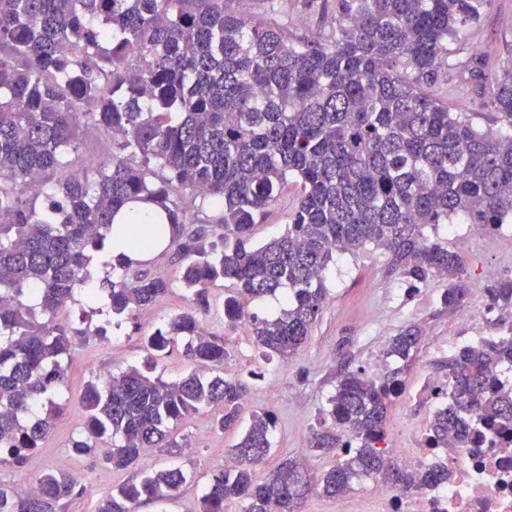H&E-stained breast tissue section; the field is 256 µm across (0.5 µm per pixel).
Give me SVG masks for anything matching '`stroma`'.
<instances>
[{"label": "stroma", "mask_w": 512, "mask_h": 512, "mask_svg": "<svg viewBox=\"0 0 512 512\" xmlns=\"http://www.w3.org/2000/svg\"><path fill=\"white\" fill-rule=\"evenodd\" d=\"M331 15L329 0H319L312 8L305 0H290L288 4L290 31L297 37H309L328 29ZM450 47L448 83L435 87V94L447 97L450 108L469 111L478 128L496 131L493 115L484 103L496 78L504 69L512 67V0H493ZM474 56L480 61L475 76L462 67L463 61ZM436 233L447 241L450 249L460 253L471 282H482L490 266L498 270L499 282L512 281V234L504 232L492 237L481 227L460 220L439 225ZM152 269L173 278V288L154 308L136 312L134 318H123L117 325L106 327V335L96 333L103 319L95 315L97 303L90 297H81L79 302L60 312L59 324L80 332L75 339L62 397L65 409L40 448L30 454L24 468L0 465V483L12 485L33 479L48 467L63 465L78 477L83 488L65 512H95L103 495L140 479L138 468L117 470L106 465L102 450L75 457L70 455L69 448L84 423L81 397L86 383L99 375L143 365L147 351L142 336L186 305L187 293L176 281L179 261L175 253L170 251L159 257ZM326 286L328 294L323 312L307 341L285 364L269 366L264 378L249 379V399L245 405L246 411L269 410L276 417L270 464H277L287 456H298L315 473L334 462L332 455L310 450L309 438L317 426L318 409L333 392L342 369L362 368L378 376L401 369L403 385L389 406L386 429L397 432L405 418L418 427H427L433 410L427 404L415 403L413 395L422 378L447 377L449 356L441 351L440 345L456 334L458 316L457 311L441 303L447 280L435 278L410 288L403 278L389 273L383 250L371 245L352 254L337 255L335 265L327 274ZM212 298L213 308L205 324L210 332L225 338L228 355L224 360V374L249 378V371L257 366L253 339L246 328L225 327L223 288H214ZM409 324L420 325L424 331L419 352L405 361L385 357L390 337ZM212 415V410L206 408L173 425L172 433L181 445L178 455L171 456L155 448L144 451L145 464L163 468L178 463L187 470L189 479L177 499L162 505H142L139 512H199L205 486L214 473L223 469L239 436L235 430L213 429Z\"/></svg>", "instance_id": "1"}]
</instances>
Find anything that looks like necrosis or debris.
Wrapping results in <instances>:
<instances>
[{"label": "necrosis or debris", "mask_w": 512, "mask_h": 512, "mask_svg": "<svg viewBox=\"0 0 512 512\" xmlns=\"http://www.w3.org/2000/svg\"><path fill=\"white\" fill-rule=\"evenodd\" d=\"M504 313L503 306L486 300L483 288H473L470 303L460 313L471 335L449 337V348L481 342L487 332L504 331ZM381 446L411 470L445 463L449 477L445 483L410 495L384 486L377 512H512V430L486 433L464 448L430 447L423 431L404 440L385 435Z\"/></svg>", "instance_id": "obj_1"}]
</instances>
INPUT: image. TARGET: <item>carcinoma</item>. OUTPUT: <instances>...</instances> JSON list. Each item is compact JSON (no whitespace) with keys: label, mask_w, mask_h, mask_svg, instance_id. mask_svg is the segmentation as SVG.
<instances>
[{"label":"carcinoma","mask_w":512,"mask_h":512,"mask_svg":"<svg viewBox=\"0 0 512 512\" xmlns=\"http://www.w3.org/2000/svg\"><path fill=\"white\" fill-rule=\"evenodd\" d=\"M234 2L0 0V465L23 468L63 410L75 336L57 324L59 312L100 296L96 313L110 324L161 301L172 282L141 255L168 229L188 305L143 342L159 357L181 353L189 371L168 380L149 364L87 382L71 451L107 443L104 460L116 469L140 464L144 448L181 447L167 440L171 425L203 408H217L219 431L243 414L248 382L219 373L224 337L203 327L218 284L227 327H245L264 362L285 363L323 311L336 253L381 248L413 287L444 277L442 304L456 309L470 292L467 269L429 230L457 219L489 233L512 223V135L481 131L428 92L446 73L448 41L492 0H336L331 33L296 40ZM486 106L512 129V68ZM89 136L106 146L92 178L71 172L69 160ZM56 175L58 191L29 190ZM290 181L285 232L250 245ZM198 200L218 215L191 228ZM133 204L145 215L125 214ZM114 235L130 254L96 284L93 254ZM278 292V313L248 310ZM489 293L512 306V282ZM422 341L421 327L408 325L385 355L407 359ZM501 358L512 360L511 336L449 360L454 402L429 424L435 444L467 446L469 414L512 425V394L486 377ZM400 384L397 371L339 374L310 447L341 459L318 477L290 458L266 467L275 415L251 413L234 465L212 476L200 512L231 503L300 512L308 494L336 497L380 472L405 493L448 481L446 466L412 473L378 447ZM187 481L178 465L147 469L95 512L172 500ZM36 485L0 484V512H62L83 491L62 465Z\"/></svg>","instance_id":"obj_1"}]
</instances>
